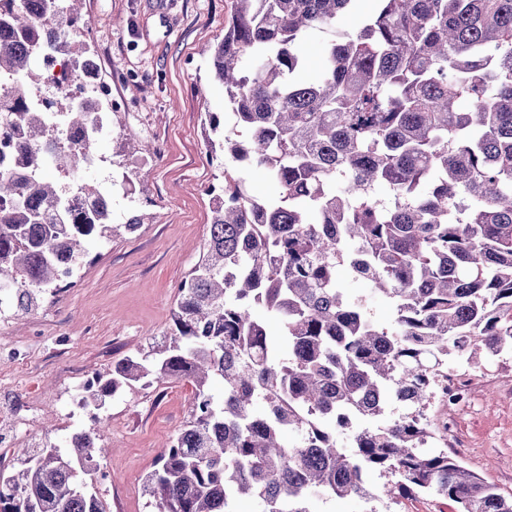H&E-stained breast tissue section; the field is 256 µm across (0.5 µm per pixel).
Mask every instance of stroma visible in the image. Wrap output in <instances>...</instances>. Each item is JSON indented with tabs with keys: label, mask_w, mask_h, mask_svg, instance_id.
Listing matches in <instances>:
<instances>
[{
	"label": "stroma",
	"mask_w": 512,
	"mask_h": 512,
	"mask_svg": "<svg viewBox=\"0 0 512 512\" xmlns=\"http://www.w3.org/2000/svg\"><path fill=\"white\" fill-rule=\"evenodd\" d=\"M234 0H83L92 17L81 35L99 77L136 114L112 112L98 167L83 177L112 183V221L139 206L142 228L94 242L79 273L83 288L0 321V430L9 467L23 443L51 433L63 441L80 381L147 351L169 328L178 286L209 236L224 156L212 150L207 113L223 112L224 87L201 50L221 41ZM495 381L456 417L454 453L470 470L512 495V353L485 359ZM194 397L187 380L124 388L107 398L112 450L92 489L106 512H149L143 477L180 428Z\"/></svg>",
	"instance_id": "1"
}]
</instances>
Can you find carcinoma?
Returning <instances> with one entry per match:
<instances>
[{
	"instance_id": "cac0c4a2",
	"label": "carcinoma",
	"mask_w": 512,
	"mask_h": 512,
	"mask_svg": "<svg viewBox=\"0 0 512 512\" xmlns=\"http://www.w3.org/2000/svg\"><path fill=\"white\" fill-rule=\"evenodd\" d=\"M81 0H0V101L19 173L0 170V288L26 314L79 268L93 241L141 227L112 223L101 193L72 182L104 130L109 100L35 102L83 78L74 40ZM209 70L224 86V190L202 258L179 286L165 340L95 372L83 406L94 426L46 436L0 469V512H106L86 490L107 451L106 397L183 378L188 420L144 478L151 512H315L320 497L394 504L434 494L457 512H512L466 468L432 413L448 358L480 366L512 351V0H234ZM328 35L319 71L301 45ZM247 166L279 188L248 194ZM388 302L389 324L338 272ZM277 319L283 343H272ZM223 384L212 392V380ZM401 412L394 414L390 407ZM385 478L378 492L368 485Z\"/></svg>"
}]
</instances>
